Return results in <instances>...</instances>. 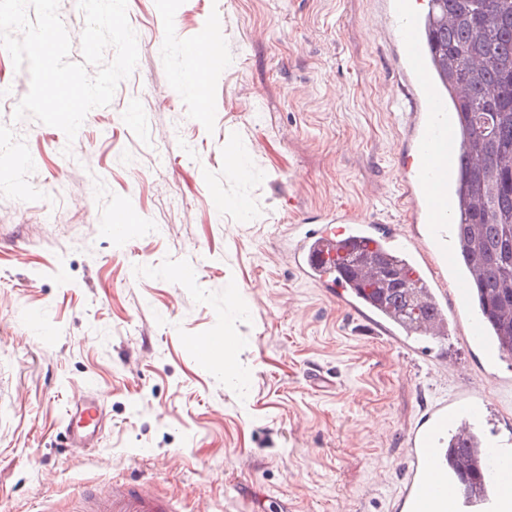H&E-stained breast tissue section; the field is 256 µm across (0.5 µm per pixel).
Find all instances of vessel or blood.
Masks as SVG:
<instances>
[{
  "instance_id": "obj_1",
  "label": "vessel or blood",
  "mask_w": 512,
  "mask_h": 512,
  "mask_svg": "<svg viewBox=\"0 0 512 512\" xmlns=\"http://www.w3.org/2000/svg\"><path fill=\"white\" fill-rule=\"evenodd\" d=\"M424 0H383L381 28L406 83L409 109L404 114V140L409 152L408 174L401 182L409 221L424 225L412 236L402 225H389L384 236H369L349 213L328 215L323 228L301 232L290 253L292 266L336 301L361 318L372 334L395 348L412 352V339L438 340L456 328L465 341L482 347L488 361L500 352L488 338L483 310L474 308V261L458 272L459 245L454 238L457 213L454 174L463 153L460 115L448 106L430 64L424 40ZM182 51L204 70L194 92L209 97L205 73L222 67L223 54L214 50L209 32L183 41ZM353 245L405 255L427 257L417 275L425 285L423 300L430 316L408 328L386 307L362 297L353 283L338 279L336 270L346 254L340 236ZM490 398L472 387L457 386L435 400L405 436L407 464L393 512H512V456L493 448L483 430L484 408ZM99 415V402L84 395L70 402L64 432L74 453L90 452V437ZM71 512H175L171 498L159 495L150 482L112 483L75 499Z\"/></svg>"
}]
</instances>
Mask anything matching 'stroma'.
I'll list each match as a JSON object with an SVG mask.
<instances>
[{
    "label": "stroma",
    "instance_id": "obj_1",
    "mask_svg": "<svg viewBox=\"0 0 512 512\" xmlns=\"http://www.w3.org/2000/svg\"><path fill=\"white\" fill-rule=\"evenodd\" d=\"M374 0H127L138 64L74 141L14 121L28 70L0 55V154L27 196L0 187V512H69L84 489L151 480L196 512H392L403 437L459 380L494 395L486 430L512 440V358L488 365L456 333L403 354L289 266L292 225L347 207L406 223L393 100L403 93L370 23ZM210 30L209 74L179 44ZM243 154L224 163V143ZM227 202L210 206L213 192ZM127 216L134 229L109 232ZM200 274L178 284L174 267ZM55 325L52 339L29 310ZM220 336L200 357L192 339ZM232 353L234 372L224 370ZM447 354L460 378L426 364ZM94 386L106 417L94 454L61 439L68 403Z\"/></svg>",
    "mask_w": 512,
    "mask_h": 512
}]
</instances>
